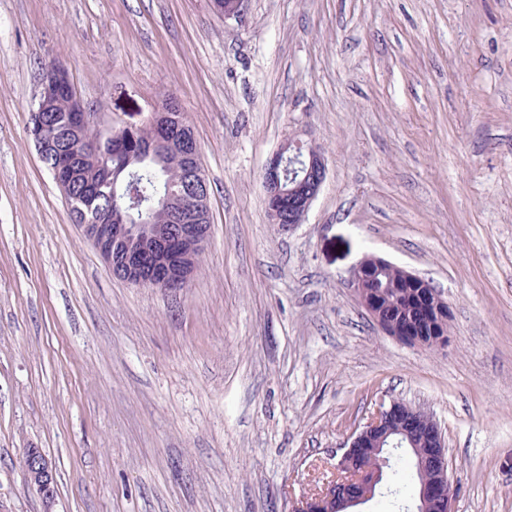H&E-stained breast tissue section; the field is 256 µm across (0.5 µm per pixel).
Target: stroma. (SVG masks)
Instances as JSON below:
<instances>
[{
    "label": "stroma",
    "instance_id": "stroma-1",
    "mask_svg": "<svg viewBox=\"0 0 512 512\" xmlns=\"http://www.w3.org/2000/svg\"><path fill=\"white\" fill-rule=\"evenodd\" d=\"M54 62L114 125L186 113L211 231L180 295L73 224L28 129ZM291 137L327 179L289 229L262 173ZM369 254L447 300L446 350L377 330ZM393 399L438 421L455 512H512V0H0V512H284ZM24 468L31 488L46 501L52 500L55 493V478L50 462L40 449H26Z\"/></svg>",
    "mask_w": 512,
    "mask_h": 512
}]
</instances>
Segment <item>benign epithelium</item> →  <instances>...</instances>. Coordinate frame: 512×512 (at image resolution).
I'll list each match as a JSON object with an SVG mask.
<instances>
[{"instance_id":"obj_1","label":"benign epithelium","mask_w":512,"mask_h":512,"mask_svg":"<svg viewBox=\"0 0 512 512\" xmlns=\"http://www.w3.org/2000/svg\"><path fill=\"white\" fill-rule=\"evenodd\" d=\"M70 88L68 72L59 65L43 71L37 111L52 107L61 100L60 92ZM69 116L58 137L81 142L87 129L100 128L102 121L87 111L75 93L66 95ZM149 123L158 131L173 130L180 134L179 149L192 174L188 199L171 201L174 217L171 224H100L83 225L84 236L98 250L112 273L129 284L160 288L179 293L186 288L198 256L204 251L209 226L200 223V215L208 198L199 150L187 125L185 114L160 106L151 114ZM327 168L323 150L311 141L288 140L273 154L262 175L269 220L273 224L288 223L293 228L302 223L326 180ZM404 277L421 294L423 317L427 321H445L451 313L448 303L422 277L406 270ZM353 288L362 307L374 325L384 334L409 346L448 347V336L428 338L419 326L408 325L400 331L379 307V294L352 277ZM414 441L419 450L416 467L431 475L421 484L416 498V512H454L455 488L449 475L447 448L442 430L432 414L398 400L382 404L367 421L347 438L343 452L332 468L333 474L310 493L295 497L288 494V512H352L372 500L381 489L384 470L367 475L362 459L367 450L376 448L388 461L392 450ZM24 468L31 488L42 498L52 500L55 478L50 462L38 448H28Z\"/></svg>"}]
</instances>
